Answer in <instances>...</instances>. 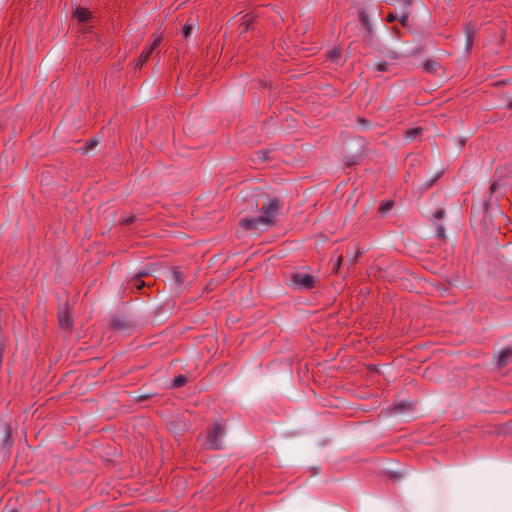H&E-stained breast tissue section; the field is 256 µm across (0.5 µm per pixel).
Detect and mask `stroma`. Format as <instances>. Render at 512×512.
Wrapping results in <instances>:
<instances>
[{"instance_id": "1", "label": "stroma", "mask_w": 512, "mask_h": 512, "mask_svg": "<svg viewBox=\"0 0 512 512\" xmlns=\"http://www.w3.org/2000/svg\"><path fill=\"white\" fill-rule=\"evenodd\" d=\"M350 8L0 0V512H330L512 460V288L468 223L512 161V0H425L405 66ZM145 257L188 288L111 335Z\"/></svg>"}]
</instances>
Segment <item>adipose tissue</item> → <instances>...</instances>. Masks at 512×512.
Segmentation results:
<instances>
[{
	"mask_svg": "<svg viewBox=\"0 0 512 512\" xmlns=\"http://www.w3.org/2000/svg\"><path fill=\"white\" fill-rule=\"evenodd\" d=\"M399 512H435L430 469L407 464L396 489ZM448 512H512V463L491 461L456 469L450 477Z\"/></svg>",
	"mask_w": 512,
	"mask_h": 512,
	"instance_id": "adipose-tissue-1",
	"label": "adipose tissue"
}]
</instances>
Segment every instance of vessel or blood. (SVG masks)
Returning a JSON list of instances; mask_svg holds the SVG:
<instances>
[{
    "mask_svg": "<svg viewBox=\"0 0 512 512\" xmlns=\"http://www.w3.org/2000/svg\"><path fill=\"white\" fill-rule=\"evenodd\" d=\"M419 0H354L351 27L374 50L396 63L421 57L431 38V24ZM470 222L483 270L491 284H512V164L493 166L473 207ZM187 283L171 264L147 258L125 273L112 290L107 316L116 336H133L168 317Z\"/></svg>",
    "mask_w": 512,
    "mask_h": 512,
    "instance_id": "1",
    "label": "vessel or blood"
}]
</instances>
